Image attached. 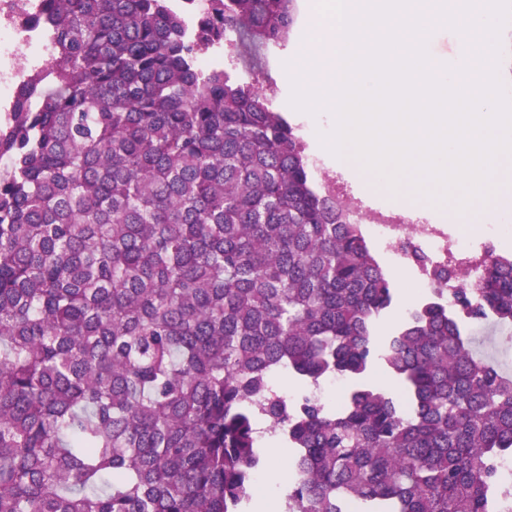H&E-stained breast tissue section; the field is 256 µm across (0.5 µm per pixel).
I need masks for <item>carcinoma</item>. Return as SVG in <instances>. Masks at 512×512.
I'll return each instance as SVG.
<instances>
[{"instance_id":"obj_1","label":"carcinoma","mask_w":512,"mask_h":512,"mask_svg":"<svg viewBox=\"0 0 512 512\" xmlns=\"http://www.w3.org/2000/svg\"><path fill=\"white\" fill-rule=\"evenodd\" d=\"M215 13L45 0L51 75L0 128V512H250L268 437L282 512H498L512 374L465 328H512V258L434 267L453 297L378 339L396 282L350 201L262 86L197 65L226 30L236 60L287 43L296 0ZM281 453L277 446H271V448L266 449L263 448V455L265 459V465L262 470L264 475L261 479V488L263 489L259 492L268 500L274 503H277L278 499L283 493L285 494L287 486L283 487L272 481L270 458L272 460L276 474L283 482L288 480L289 466L291 462L290 453L288 452L287 448H281ZM282 455L288 459V462L285 460V458L282 457Z\"/></svg>"}]
</instances>
